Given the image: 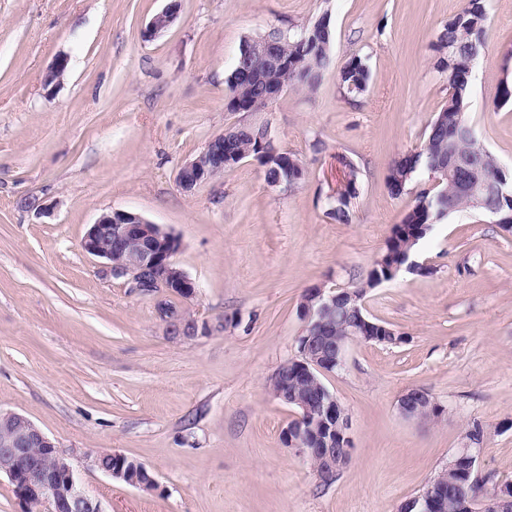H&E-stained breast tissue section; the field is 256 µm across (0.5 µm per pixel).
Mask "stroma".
I'll list each match as a JSON object with an SVG mask.
<instances>
[{
	"label": "stroma",
	"mask_w": 512,
	"mask_h": 512,
	"mask_svg": "<svg viewBox=\"0 0 512 512\" xmlns=\"http://www.w3.org/2000/svg\"><path fill=\"white\" fill-rule=\"evenodd\" d=\"M178 20L143 31L165 0H0V409L64 448L144 464V491L79 468L103 512H397L485 428L479 474L512 483V232L466 211L416 247L431 275L368 291L366 312L403 334L352 342L323 381L351 417L350 460L331 483L286 447L295 417L271 379L297 352L305 289L364 279L415 193L385 187L390 160L419 144L448 96L435 67L439 26L464 0H181ZM489 46L472 73L468 117L512 173V0H488ZM331 15L332 65L316 91L291 86L262 112H230L225 80L241 40ZM369 68L348 103L337 74ZM60 84H42L57 56ZM269 123L308 176L272 188L256 159L194 193L176 174L224 129ZM360 169L351 223L327 214L340 172ZM135 211L179 240L176 264L199 285L178 300L210 331L175 338L157 301L97 273L80 248L106 210ZM420 388L445 409L404 418ZM397 405L401 415L411 420H419L418 412L422 410L423 407L437 408V406H439L441 409V415H439L436 409L432 412L424 413L422 418L429 420L439 418L445 411V409L435 402L427 392L417 388L404 391L399 396Z\"/></svg>",
	"instance_id": "obj_1"
}]
</instances>
